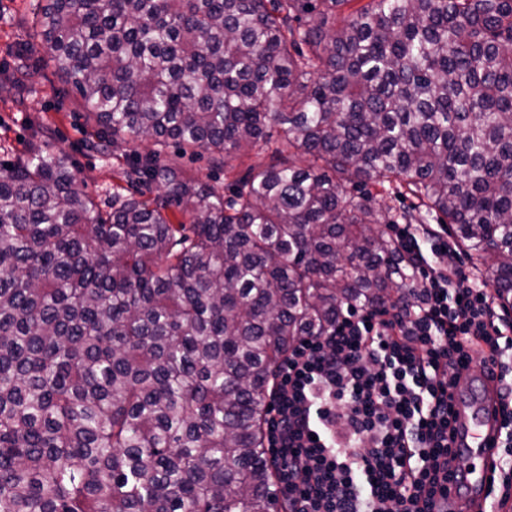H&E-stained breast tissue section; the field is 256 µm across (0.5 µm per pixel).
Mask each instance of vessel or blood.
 Listing matches in <instances>:
<instances>
[{
  "mask_svg": "<svg viewBox=\"0 0 512 512\" xmlns=\"http://www.w3.org/2000/svg\"><path fill=\"white\" fill-rule=\"evenodd\" d=\"M494 382L487 377L472 378L455 394L457 437L455 451L467 460L466 491L460 502L462 512H475L477 505L487 502L494 477L496 460L489 448L499 437L500 417ZM481 458L480 466H472V458Z\"/></svg>",
  "mask_w": 512,
  "mask_h": 512,
  "instance_id": "b4317fda",
  "label": "vessel or blood"
}]
</instances>
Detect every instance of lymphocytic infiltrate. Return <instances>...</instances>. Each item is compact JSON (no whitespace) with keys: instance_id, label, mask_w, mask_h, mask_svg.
I'll return each mask as SVG.
<instances>
[{"instance_id":"obj_1","label":"lymphocytic infiltrate","mask_w":512,"mask_h":512,"mask_svg":"<svg viewBox=\"0 0 512 512\" xmlns=\"http://www.w3.org/2000/svg\"><path fill=\"white\" fill-rule=\"evenodd\" d=\"M389 231L417 289L342 311L278 369L265 447L288 512H435L453 393L476 360L500 380L497 453L512 473V314L447 232Z\"/></svg>"}]
</instances>
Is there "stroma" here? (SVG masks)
Returning a JSON list of instances; mask_svg holds the SVG:
<instances>
[{
	"mask_svg": "<svg viewBox=\"0 0 512 512\" xmlns=\"http://www.w3.org/2000/svg\"><path fill=\"white\" fill-rule=\"evenodd\" d=\"M42 0H0V67L14 64L16 53L28 40L31 20ZM21 93L14 96L0 91V159L26 152L32 135V121L42 118L51 128L55 147L70 154L80 189L97 203L112 200L116 170L125 164L131 151L151 149L150 139L125 142L101 134L80 106L78 96L58 74L44 52L30 54L20 77ZM102 146L87 150V142Z\"/></svg>",
	"mask_w": 512,
	"mask_h": 512,
	"instance_id": "1",
	"label": "stroma"
}]
</instances>
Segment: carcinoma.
Returning <instances> with one entry per match:
<instances>
[{
    "label": "carcinoma",
    "mask_w": 512,
    "mask_h": 512,
    "mask_svg": "<svg viewBox=\"0 0 512 512\" xmlns=\"http://www.w3.org/2000/svg\"><path fill=\"white\" fill-rule=\"evenodd\" d=\"M353 2L39 6L29 47L153 148L105 208L48 128L0 163V512H275L276 367L415 287L371 184L512 308V0ZM257 145L227 198L164 157Z\"/></svg>",
    "instance_id": "cac0c4a2"
}]
</instances>
